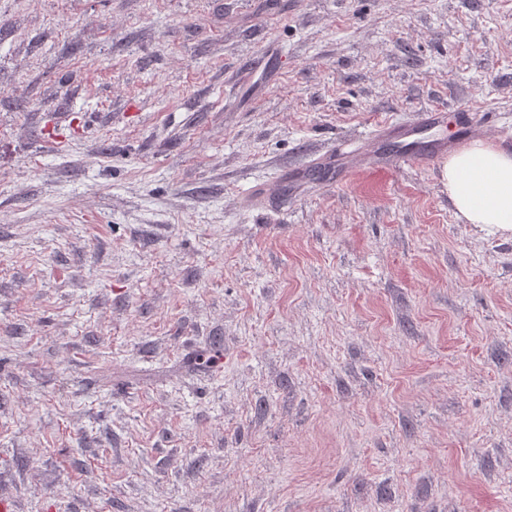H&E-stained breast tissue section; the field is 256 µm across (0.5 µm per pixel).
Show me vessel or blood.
<instances>
[{"instance_id":"obj_1","label":"vessel or blood","mask_w":512,"mask_h":512,"mask_svg":"<svg viewBox=\"0 0 512 512\" xmlns=\"http://www.w3.org/2000/svg\"><path fill=\"white\" fill-rule=\"evenodd\" d=\"M477 125L471 109L428 108L406 123H384L373 132L369 147L341 146L316 155L310 162L289 171L288 178L301 181L310 172H337L349 176L366 168H397L410 162L433 163L446 158L450 149L475 137Z\"/></svg>"}]
</instances>
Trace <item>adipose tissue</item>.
I'll return each mask as SVG.
<instances>
[{
  "label": "adipose tissue",
  "mask_w": 512,
  "mask_h": 512,
  "mask_svg": "<svg viewBox=\"0 0 512 512\" xmlns=\"http://www.w3.org/2000/svg\"><path fill=\"white\" fill-rule=\"evenodd\" d=\"M448 195L469 223L512 231V152L473 141L446 162Z\"/></svg>",
  "instance_id": "ef3b65f1"
}]
</instances>
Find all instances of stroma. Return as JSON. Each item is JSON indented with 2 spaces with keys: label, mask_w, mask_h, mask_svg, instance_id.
Returning a JSON list of instances; mask_svg holds the SVG:
<instances>
[{
  "label": "stroma",
  "mask_w": 512,
  "mask_h": 512,
  "mask_svg": "<svg viewBox=\"0 0 512 512\" xmlns=\"http://www.w3.org/2000/svg\"><path fill=\"white\" fill-rule=\"evenodd\" d=\"M432 105L512 150V0H0V494L512 512V236L281 178Z\"/></svg>",
  "instance_id": "obj_1"
}]
</instances>
